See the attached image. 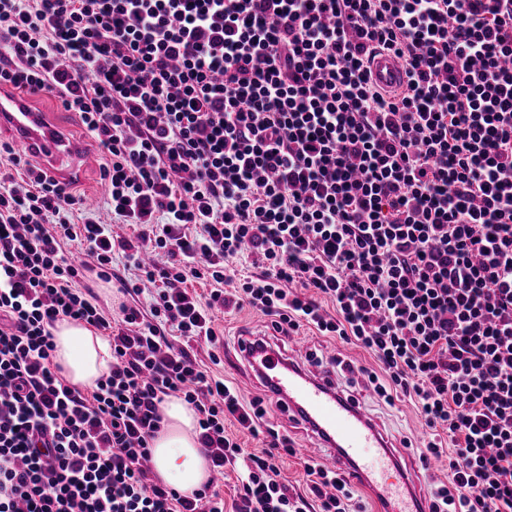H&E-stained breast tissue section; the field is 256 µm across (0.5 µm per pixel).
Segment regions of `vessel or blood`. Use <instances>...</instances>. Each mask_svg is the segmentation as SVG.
<instances>
[{
    "label": "vessel or blood",
    "instance_id": "obj_1",
    "mask_svg": "<svg viewBox=\"0 0 512 512\" xmlns=\"http://www.w3.org/2000/svg\"><path fill=\"white\" fill-rule=\"evenodd\" d=\"M372 82L381 90H398L405 82L402 62L379 52L369 64ZM13 136L16 148L47 162L51 173L70 174L83 160L78 142L51 125L29 97L12 86H0V131ZM243 363L254 365L260 383L275 401L303 420L326 447L324 468L344 469L356 485L367 487L380 512H432L429 493L417 488L394 444L362 408L353 405L326 375L293 360L276 346L256 348L250 340L237 347Z\"/></svg>",
    "mask_w": 512,
    "mask_h": 512
}]
</instances>
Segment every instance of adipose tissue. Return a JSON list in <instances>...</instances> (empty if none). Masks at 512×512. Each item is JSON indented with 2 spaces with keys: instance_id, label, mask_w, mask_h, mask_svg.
I'll use <instances>...</instances> for the list:
<instances>
[{
  "instance_id": "ef3b65f1",
  "label": "adipose tissue",
  "mask_w": 512,
  "mask_h": 512,
  "mask_svg": "<svg viewBox=\"0 0 512 512\" xmlns=\"http://www.w3.org/2000/svg\"><path fill=\"white\" fill-rule=\"evenodd\" d=\"M55 361L73 385H94L108 374L112 363L110 347L97 332L83 324L63 320L52 330ZM162 427L152 441L156 477L189 495L210 478V466L197 441V415L182 400L169 397L161 404Z\"/></svg>"
}]
</instances>
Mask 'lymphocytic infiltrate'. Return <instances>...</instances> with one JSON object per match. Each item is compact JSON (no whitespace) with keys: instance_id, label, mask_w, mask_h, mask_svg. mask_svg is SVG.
<instances>
[{"instance_id":"1","label":"lymphocytic infiltrate","mask_w":512,"mask_h":512,"mask_svg":"<svg viewBox=\"0 0 512 512\" xmlns=\"http://www.w3.org/2000/svg\"><path fill=\"white\" fill-rule=\"evenodd\" d=\"M378 51L400 93L371 83ZM0 84L80 115L114 221L141 228L71 222L82 199L33 165L0 192V512H225L146 464L168 397L211 471L239 469L232 512H354L322 466L290 489L263 398L214 373L215 312L244 308L375 359L363 387L407 398L420 460L448 461L434 512H512V0H0ZM117 259L112 318L80 282ZM64 319L107 335L93 386L54 361ZM372 82L381 90H398L405 82L402 62L393 54L380 51L368 64Z\"/></svg>"}]
</instances>
